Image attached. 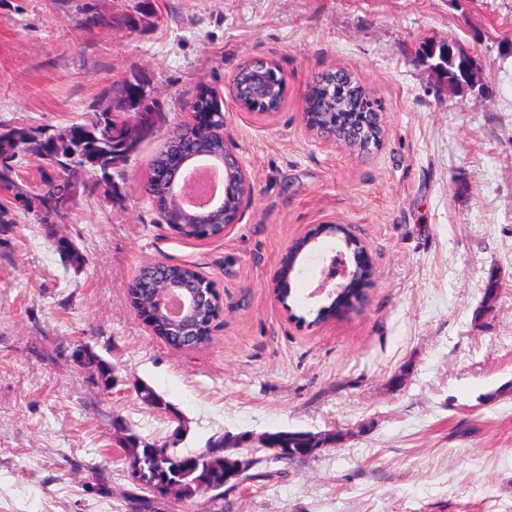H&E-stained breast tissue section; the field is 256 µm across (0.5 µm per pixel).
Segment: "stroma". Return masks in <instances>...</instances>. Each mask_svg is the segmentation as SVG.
<instances>
[{
	"instance_id": "1",
	"label": "stroma",
	"mask_w": 512,
	"mask_h": 512,
	"mask_svg": "<svg viewBox=\"0 0 512 512\" xmlns=\"http://www.w3.org/2000/svg\"><path fill=\"white\" fill-rule=\"evenodd\" d=\"M447 43L480 61L476 88L420 58ZM255 57L285 76L279 111L229 96ZM329 69L378 101L370 151L304 121ZM136 73L164 115L113 171L116 194H78L67 219L40 224L0 193V512H126L118 421L183 454L248 434L236 456L269 474L160 512H512V0H0V128L92 123ZM204 85L224 98L253 194L198 242L159 223L143 183ZM320 224L365 242L374 284L318 323L305 269L290 282L299 326L277 301L281 260ZM60 237L80 266L62 263ZM157 262L214 283L205 344L172 348L132 308L131 279ZM81 346L112 365V388L76 362ZM141 382L178 410L181 440ZM279 430L345 438L287 464L259 443Z\"/></svg>"
}]
</instances>
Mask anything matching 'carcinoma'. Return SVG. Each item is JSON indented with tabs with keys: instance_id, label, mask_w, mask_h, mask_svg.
Returning <instances> with one entry per match:
<instances>
[{
	"instance_id": "carcinoma-1",
	"label": "carcinoma",
	"mask_w": 512,
	"mask_h": 512,
	"mask_svg": "<svg viewBox=\"0 0 512 512\" xmlns=\"http://www.w3.org/2000/svg\"><path fill=\"white\" fill-rule=\"evenodd\" d=\"M422 53L449 84H468L474 61L464 56L463 51L456 49L455 45L426 46ZM268 67L266 78L274 86V94L255 101L251 109L256 112H276L283 100L280 68L273 62L268 63ZM141 81L143 77L137 74L117 83L113 88V108L99 112L88 125L51 128L47 146L30 148L52 170L44 181L41 193L31 195L29 185L18 179L15 166L4 159L0 161V188L28 208L32 199H37L35 217L40 224L48 223L47 200L70 201L77 181L81 183L82 192L89 195L102 187L107 193H114L112 170L137 154L141 145L159 127L161 112L154 101L140 97ZM373 104L374 99L352 78L343 75L335 81L327 79L311 90L305 107L307 123L317 130L327 125L335 129L355 125L359 123L362 113L372 111ZM192 110L197 113L199 124L185 125L170 135L151 163L144 190L157 214L168 218L167 227L170 230L186 239H212L221 236L224 216H219L213 224H196L187 214L179 213L169 205L167 178L184 156L191 153L224 155V138L221 136L224 129L223 100L210 90L203 89L196 97ZM28 135L24 127L0 131V156L6 155L11 159L18 151L26 149ZM55 247L64 261L76 266L82 264L83 257L71 241L59 239L55 241ZM194 278L196 271L188 265L172 264L160 275L146 265L129 287L133 307L138 309L139 315L151 319L155 335L174 348L178 344L175 337L169 334L163 315H147L143 312V305L147 294ZM218 311L219 307L208 305L200 314L197 321L199 343L209 339V323ZM78 351L82 355L83 367L97 375L104 387H112V366L87 348L80 347ZM137 393L142 404L148 408L159 411L170 408L162 395L147 383L137 384ZM116 429L122 433L121 447L129 459V473L134 486L127 494V512H158L157 504L162 500L191 501L203 493L212 494L214 500H222L239 484L268 477L263 472H251L256 462L243 460L239 467V478L232 483H224V474L230 470L232 457L226 454L222 440L213 442L200 452L185 455L165 443L145 441L127 423L116 424ZM275 435L279 436V443L290 447L284 460H296L293 449L302 447L298 437L303 432L277 431Z\"/></svg>"
}]
</instances>
